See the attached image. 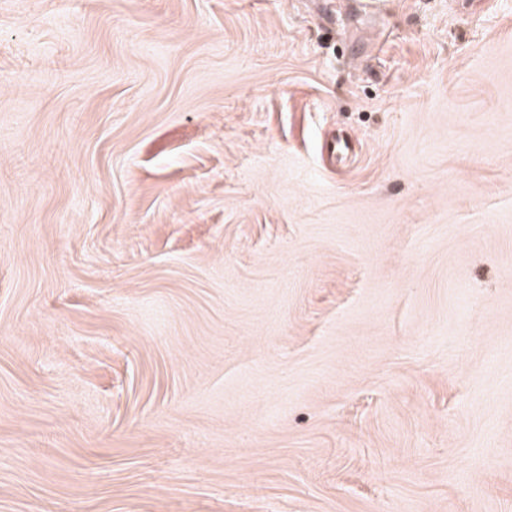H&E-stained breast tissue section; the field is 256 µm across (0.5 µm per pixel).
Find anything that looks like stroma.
<instances>
[{"instance_id":"stroma-1","label":"stroma","mask_w":512,"mask_h":512,"mask_svg":"<svg viewBox=\"0 0 512 512\" xmlns=\"http://www.w3.org/2000/svg\"><path fill=\"white\" fill-rule=\"evenodd\" d=\"M0 512H512V0H0Z\"/></svg>"}]
</instances>
